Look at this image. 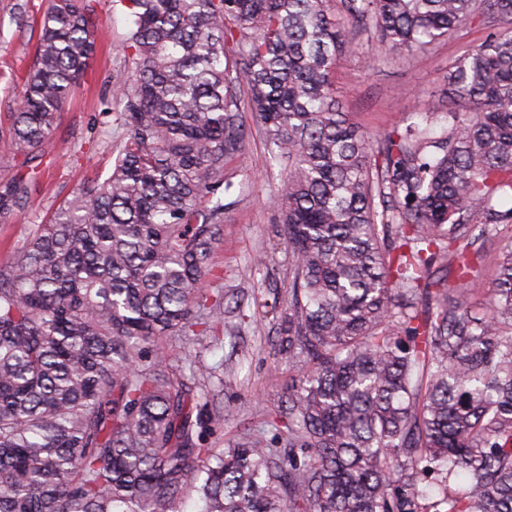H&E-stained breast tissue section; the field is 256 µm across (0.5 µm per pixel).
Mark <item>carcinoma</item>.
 Returning <instances> with one entry per match:
<instances>
[{
	"label": "carcinoma",
	"mask_w": 512,
	"mask_h": 512,
	"mask_svg": "<svg viewBox=\"0 0 512 512\" xmlns=\"http://www.w3.org/2000/svg\"><path fill=\"white\" fill-rule=\"evenodd\" d=\"M98 0H48L5 132L24 208L97 37ZM331 0H103L126 18L106 177L0 266V512H512V0H340L410 52L478 23L448 65L443 133L370 134L336 95L355 49ZM248 111L293 256L288 430L215 448L224 332L213 259ZM495 271L486 307L472 274Z\"/></svg>",
	"instance_id": "obj_1"
}]
</instances>
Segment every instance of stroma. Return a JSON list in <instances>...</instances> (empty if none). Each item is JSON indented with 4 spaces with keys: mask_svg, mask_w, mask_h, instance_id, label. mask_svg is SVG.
<instances>
[{
    "mask_svg": "<svg viewBox=\"0 0 512 512\" xmlns=\"http://www.w3.org/2000/svg\"><path fill=\"white\" fill-rule=\"evenodd\" d=\"M43 0H0V124L16 109L11 75L23 72L33 59L36 36L27 19ZM92 22L98 33L95 56L61 115L54 131V149L39 186L24 210L0 217V265L8 261L32 225L42 223L60 204L71 199L84 182L106 176L112 153L98 132L105 118L101 102L112 93L110 73L122 62L119 45L127 33L121 13L97 6ZM486 27L467 25L446 39L412 54L389 55L370 62L372 43L367 33L353 32L356 50L340 56L335 73L339 99L352 122L362 130L384 132L403 125L416 114H426L433 133H440L448 101L440 89L449 62L467 54L487 37ZM235 182L245 189L224 222V244L215 262L224 269V295L232 300L265 289L267 296L284 295L293 278L292 254L279 214L270 203L281 188L278 169L268 164L263 135L252 130L242 165L232 169ZM265 252L272 260L264 271L255 270L253 255ZM224 326L231 338L210 349L207 360L223 364L225 388H212L224 406V422L213 429L209 441L221 446L244 434L269 429L276 416L287 413L285 387L294 372L281 350L279 321L257 312L251 323L240 324L225 312Z\"/></svg>",
    "mask_w": 512,
    "mask_h": 512,
    "instance_id": "35a3bbf8",
    "label": "stroma"
}]
</instances>
